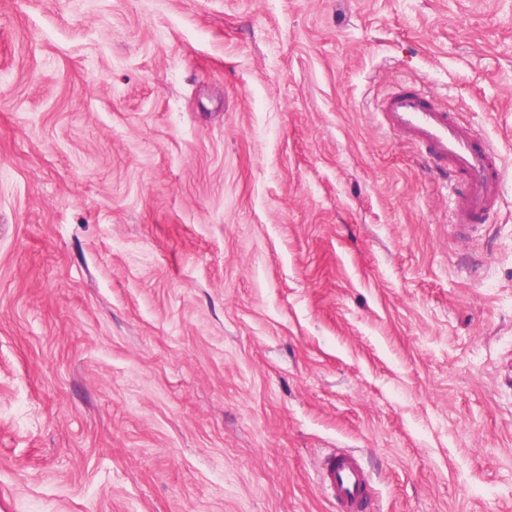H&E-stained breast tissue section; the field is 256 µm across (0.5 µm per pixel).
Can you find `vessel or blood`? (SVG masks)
Here are the masks:
<instances>
[{
  "instance_id": "obj_1",
  "label": "vessel or blood",
  "mask_w": 512,
  "mask_h": 512,
  "mask_svg": "<svg viewBox=\"0 0 512 512\" xmlns=\"http://www.w3.org/2000/svg\"><path fill=\"white\" fill-rule=\"evenodd\" d=\"M387 128L402 141L425 150L435 160L447 163L449 175L457 182L452 223L466 228L489 217L502 198V158L489 142L430 96L414 87H400L381 101ZM320 483L338 505V512H366L370 478L360 456L352 451L328 454Z\"/></svg>"
}]
</instances>
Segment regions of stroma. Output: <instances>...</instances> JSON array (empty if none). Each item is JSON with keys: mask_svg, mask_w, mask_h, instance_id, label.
Segmentation results:
<instances>
[{"mask_svg": "<svg viewBox=\"0 0 512 512\" xmlns=\"http://www.w3.org/2000/svg\"><path fill=\"white\" fill-rule=\"evenodd\" d=\"M427 89L500 209L385 130ZM512 512V0H0V512ZM387 128L412 147H421L433 160L448 164V175L460 183L451 222L460 229L489 217L502 198V158L488 141L436 106L415 87L401 86L381 101ZM320 483L338 504V512H364L367 509L370 478L357 453L336 451L328 454Z\"/></svg>", "mask_w": 512, "mask_h": 512, "instance_id": "35a3bbf8", "label": "stroma"}]
</instances>
